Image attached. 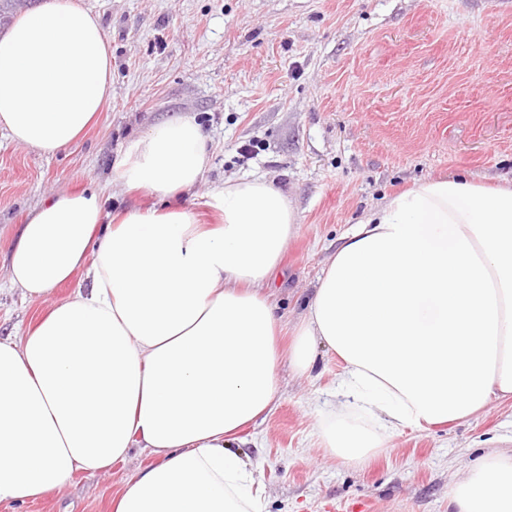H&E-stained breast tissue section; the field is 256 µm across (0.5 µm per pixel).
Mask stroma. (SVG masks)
Here are the masks:
<instances>
[{
  "mask_svg": "<svg viewBox=\"0 0 512 512\" xmlns=\"http://www.w3.org/2000/svg\"><path fill=\"white\" fill-rule=\"evenodd\" d=\"M78 2L111 43L112 97L52 155L0 128V281L29 211L55 194L95 188L125 208L151 205L112 163L129 140L178 115L195 117L211 155L182 200L202 223L219 221L215 188L257 175L299 216L270 284L287 342L340 238L384 197L425 178L512 183V0ZM246 144L251 154H241ZM88 285L76 274L46 300L0 288V339ZM341 369L324 348L307 373L280 367V405L243 447L262 474L265 512H448L455 469L493 448L512 453V406L503 404L404 430L363 467L325 457L312 426ZM149 463L134 453L0 512H113L126 478Z\"/></svg>",
  "mask_w": 512,
  "mask_h": 512,
  "instance_id": "1",
  "label": "stroma"
}]
</instances>
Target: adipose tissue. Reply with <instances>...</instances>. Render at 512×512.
<instances>
[{
    "mask_svg": "<svg viewBox=\"0 0 512 512\" xmlns=\"http://www.w3.org/2000/svg\"><path fill=\"white\" fill-rule=\"evenodd\" d=\"M112 96V48L76 0H46L0 37V126L52 155ZM206 138L179 116L115 164L158 199L196 187ZM223 222L187 209L116 214L97 190L38 205L10 248L6 281L32 299L86 270L88 288L22 336L0 340V504L96 476L132 451L156 457L114 512H262L244 434L279 403L278 369L342 361L340 400L314 433L359 466L404 429L471 420L512 403V185L423 179L347 233L289 350L264 285L300 230L264 177L214 194ZM448 512H512V454L490 451L448 488Z\"/></svg>",
    "mask_w": 512,
    "mask_h": 512,
    "instance_id": "adipose-tissue-1",
    "label": "adipose tissue"
}]
</instances>
